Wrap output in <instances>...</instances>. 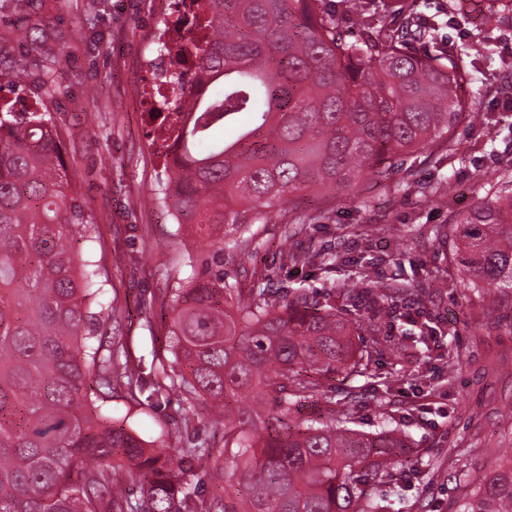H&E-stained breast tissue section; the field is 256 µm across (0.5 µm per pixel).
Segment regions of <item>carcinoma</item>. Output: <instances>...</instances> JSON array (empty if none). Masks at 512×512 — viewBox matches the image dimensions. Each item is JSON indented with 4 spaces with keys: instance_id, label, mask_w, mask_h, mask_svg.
I'll return each mask as SVG.
<instances>
[{
    "instance_id": "obj_1",
    "label": "carcinoma",
    "mask_w": 512,
    "mask_h": 512,
    "mask_svg": "<svg viewBox=\"0 0 512 512\" xmlns=\"http://www.w3.org/2000/svg\"><path fill=\"white\" fill-rule=\"evenodd\" d=\"M197 2V35L166 49L167 92L150 117L167 173L154 201L202 246L166 289L171 324L150 361L163 382L149 394L144 358L99 324L122 311L51 116L0 114V512H390L377 488L410 454L408 437L349 427L326 386L367 375L372 345L305 295L270 303L271 289L224 273V250L287 196L347 193L419 152L453 151L469 73L453 52L407 50L435 40L407 8L353 40L321 0ZM277 217L288 238L323 213ZM438 234L448 269L512 290L511 182ZM177 391L224 419L223 447L178 448L205 462L209 500L112 405L119 392L151 406ZM316 396L324 407L293 420ZM454 512H512V458Z\"/></svg>"
}]
</instances>
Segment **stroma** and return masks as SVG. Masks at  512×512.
<instances>
[{"label": "stroma", "mask_w": 512, "mask_h": 512, "mask_svg": "<svg viewBox=\"0 0 512 512\" xmlns=\"http://www.w3.org/2000/svg\"><path fill=\"white\" fill-rule=\"evenodd\" d=\"M415 11L438 34L411 51L469 52L472 80L461 88L468 114L455 132L460 158L412 157L410 172L365 176L333 201L306 193L299 207L322 209L319 222L287 240L279 225H259L242 245L250 260L225 253L224 269L248 280L272 274L277 295L308 294L319 306L335 304L361 332L378 329L382 348L370 377L357 380L354 396L340 390L336 397L353 428L408 434L426 466L414 476L393 469L384 487L393 512H452L464 482L512 457V293L449 275V246L434 234L449 211H470L490 187L512 180V9L499 0H416ZM179 12V0H0V62L31 73L0 92V106L50 112L98 226L112 296L130 310L112 339L135 356L158 345L163 290L185 272L188 243L175 220L145 204L164 178L148 120L156 87L147 63ZM49 55L62 60L51 97L37 79ZM311 245L319 257L287 264ZM403 279L426 292L425 323L407 324L372 305L384 286ZM361 282L358 300L336 299L335 289ZM200 410L198 400L175 393L155 407L132 406L131 414L143 436L173 448Z\"/></svg>", "instance_id": "obj_1"}]
</instances>
